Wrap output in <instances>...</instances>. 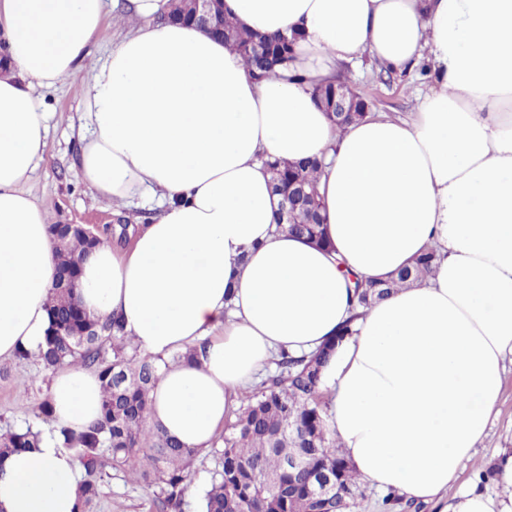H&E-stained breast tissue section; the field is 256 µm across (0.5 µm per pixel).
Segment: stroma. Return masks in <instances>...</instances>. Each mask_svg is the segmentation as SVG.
<instances>
[{"label": "stroma", "mask_w": 512, "mask_h": 512, "mask_svg": "<svg viewBox=\"0 0 512 512\" xmlns=\"http://www.w3.org/2000/svg\"><path fill=\"white\" fill-rule=\"evenodd\" d=\"M341 74L369 101V111L390 119H405L415 112L430 84L421 68L409 72L391 70L365 56L345 65ZM81 77L68 78L57 86L35 88L34 94L49 112L48 152L26 185L27 191L45 210L53 224H88L102 239L121 224L149 223L153 212L146 202L115 206L94 198L77 175L81 156L80 117L84 110ZM51 379L35 360H0V432L24 425L46 427L38 416ZM512 449V363H507L502 392L487 436L466 459L459 483L471 485L473 476L494 464ZM94 512H156L142 487L124 474L104 476Z\"/></svg>", "instance_id": "1"}]
</instances>
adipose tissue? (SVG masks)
<instances>
[{"label": "adipose tissue", "mask_w": 512, "mask_h": 512, "mask_svg": "<svg viewBox=\"0 0 512 512\" xmlns=\"http://www.w3.org/2000/svg\"><path fill=\"white\" fill-rule=\"evenodd\" d=\"M166 0H128L136 24L106 59V0H0V358L38 352L58 252L23 185L45 160L49 114L31 92L89 71L79 176L157 215L128 247L81 262L78 298L165 359L146 424L205 450L279 350L315 351L352 318L344 270L383 277L427 247L434 275L357 318L323 370L328 423L360 477L445 512H512L503 491L460 487L512 360V0H224L239 27L296 35L287 68L250 74L205 32L161 22ZM396 70L427 58L412 119L337 131L314 102L341 64ZM321 158L332 250L278 229L266 159ZM191 359H184V352ZM179 361H172V354ZM52 430L0 462V512H80L82 466L56 444L100 415L96 374L52 376Z\"/></svg>", "instance_id": "ef3b65f1"}]
</instances>
